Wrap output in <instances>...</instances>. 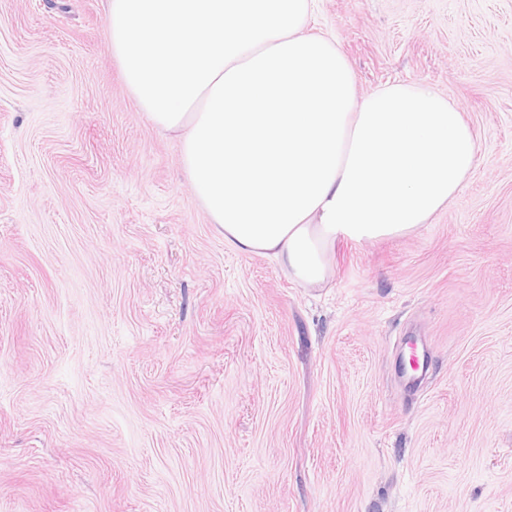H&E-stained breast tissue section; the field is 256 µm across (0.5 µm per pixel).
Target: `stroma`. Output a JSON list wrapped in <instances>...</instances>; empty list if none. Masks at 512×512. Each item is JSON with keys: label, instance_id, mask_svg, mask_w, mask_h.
<instances>
[{"label": "stroma", "instance_id": "35a3bbf8", "mask_svg": "<svg viewBox=\"0 0 512 512\" xmlns=\"http://www.w3.org/2000/svg\"><path fill=\"white\" fill-rule=\"evenodd\" d=\"M302 31L479 144L322 287L225 244L105 0H0V512H512V0H315Z\"/></svg>", "mask_w": 512, "mask_h": 512}]
</instances>
